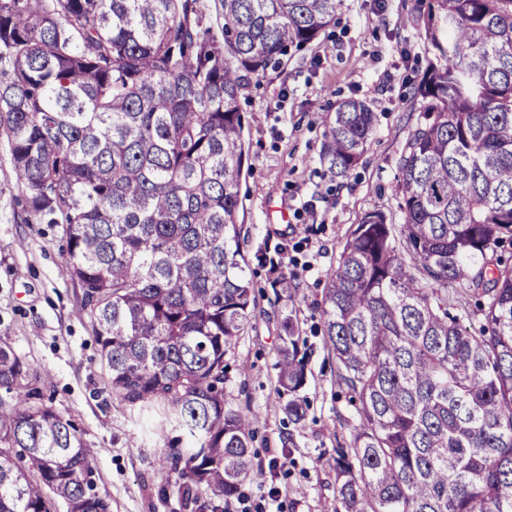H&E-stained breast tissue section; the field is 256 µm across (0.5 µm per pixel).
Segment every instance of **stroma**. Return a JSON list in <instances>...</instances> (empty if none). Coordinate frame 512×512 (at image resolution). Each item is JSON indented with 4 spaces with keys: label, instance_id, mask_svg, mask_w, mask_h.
<instances>
[{
    "label": "stroma",
    "instance_id": "35a3bbf8",
    "mask_svg": "<svg viewBox=\"0 0 512 512\" xmlns=\"http://www.w3.org/2000/svg\"><path fill=\"white\" fill-rule=\"evenodd\" d=\"M427 3L341 0L334 24L316 42L243 85V250L286 244L281 261L298 272L300 288L287 296L271 288L267 269H252L258 309L224 356V394L259 416L255 470L228 512H335L334 450L350 438L353 408L336 384L317 305L361 216L375 210L399 216L397 160L421 118L412 82L434 59L424 37ZM350 97L369 105L376 130L362 162L339 180L320 161L323 130L336 103ZM23 195L0 133V345L44 375L45 404L71 418L98 448L92 479L112 512H173L174 503L159 494L175 476L156 463L162 439L155 415L113 398L82 290L64 265V227L29 222ZM288 316L309 357L302 391L309 411L297 430L277 394L275 347ZM287 434L294 447H282Z\"/></svg>",
    "mask_w": 512,
    "mask_h": 512
}]
</instances>
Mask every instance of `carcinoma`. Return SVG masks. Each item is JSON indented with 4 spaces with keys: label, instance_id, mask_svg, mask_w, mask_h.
<instances>
[{
    "label": "carcinoma",
    "instance_id": "1",
    "mask_svg": "<svg viewBox=\"0 0 512 512\" xmlns=\"http://www.w3.org/2000/svg\"><path fill=\"white\" fill-rule=\"evenodd\" d=\"M340 0H0V131L29 219L62 224L112 394L177 427L160 469L175 512H224L254 470L257 416L224 395V355L257 308L249 262L295 295L299 275L242 251L244 81L317 40ZM436 62L394 187L401 223L364 214L319 306L336 381L352 394L336 449V512H512V0H429ZM363 100L325 122L343 179L374 134ZM464 295L468 330L448 305ZM278 394L308 405L293 319ZM0 512H110L96 450L43 403L0 345Z\"/></svg>",
    "mask_w": 512,
    "mask_h": 512
}]
</instances>
